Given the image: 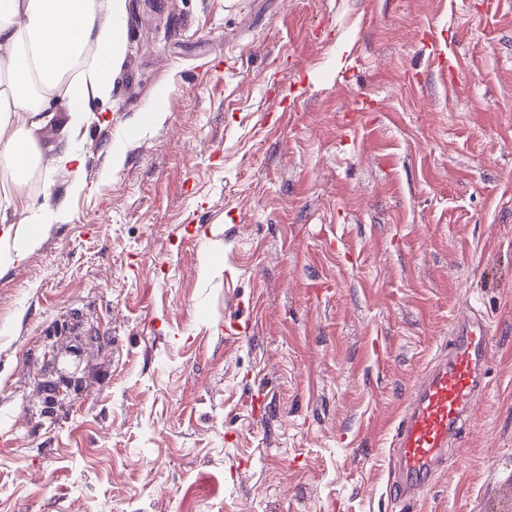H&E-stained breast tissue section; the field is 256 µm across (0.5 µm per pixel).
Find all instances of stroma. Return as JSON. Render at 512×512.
Returning a JSON list of instances; mask_svg holds the SVG:
<instances>
[{"instance_id": "obj_1", "label": "stroma", "mask_w": 512, "mask_h": 512, "mask_svg": "<svg viewBox=\"0 0 512 512\" xmlns=\"http://www.w3.org/2000/svg\"><path fill=\"white\" fill-rule=\"evenodd\" d=\"M127 26L83 190L62 95L47 222L0 270V512H512V0H128ZM466 304L488 387L404 506L387 423ZM54 161L59 167L70 169L73 174V180L70 186L71 191L79 192L83 188L81 178L83 163L70 139H66L61 143Z\"/></svg>"}]
</instances>
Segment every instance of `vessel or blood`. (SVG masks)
<instances>
[{"label":"vessel or blood","instance_id":"1","mask_svg":"<svg viewBox=\"0 0 512 512\" xmlns=\"http://www.w3.org/2000/svg\"><path fill=\"white\" fill-rule=\"evenodd\" d=\"M491 329L477 308L456 316L447 343L413 383L391 420L394 500L422 499L462 438L472 408L487 386Z\"/></svg>","mask_w":512,"mask_h":512}]
</instances>
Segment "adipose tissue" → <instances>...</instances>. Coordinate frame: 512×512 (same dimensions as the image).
I'll list each match as a JSON object with an SVG mask.
<instances>
[{"instance_id":"1","label":"adipose tissue","mask_w":512,"mask_h":512,"mask_svg":"<svg viewBox=\"0 0 512 512\" xmlns=\"http://www.w3.org/2000/svg\"><path fill=\"white\" fill-rule=\"evenodd\" d=\"M128 0H0V159L13 170L0 185V223L19 217L26 238L0 251V266L23 260L46 222L21 191L38 160L35 134L50 120L49 95L75 89L65 127L83 126L93 101L107 100L124 60Z\"/></svg>"}]
</instances>
